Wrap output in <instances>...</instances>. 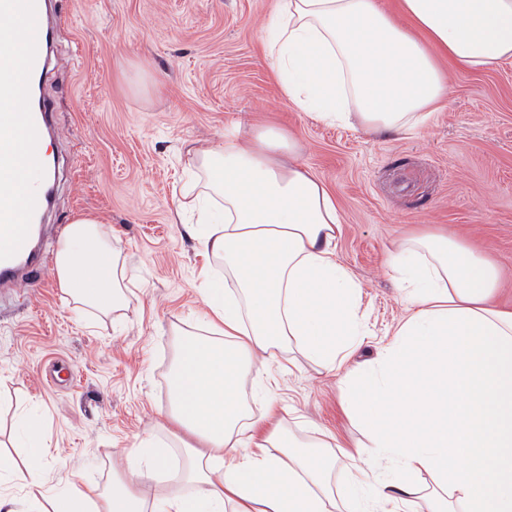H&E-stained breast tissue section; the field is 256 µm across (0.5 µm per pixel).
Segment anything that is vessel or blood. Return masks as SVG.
<instances>
[{
	"instance_id": "1",
	"label": "vessel or blood",
	"mask_w": 512,
	"mask_h": 512,
	"mask_svg": "<svg viewBox=\"0 0 512 512\" xmlns=\"http://www.w3.org/2000/svg\"><path fill=\"white\" fill-rule=\"evenodd\" d=\"M49 0H0V288H34L51 265L35 233L51 204L55 170L50 104L36 89L50 64ZM42 179L29 187L32 170Z\"/></svg>"
}]
</instances>
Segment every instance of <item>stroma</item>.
Listing matches in <instances>:
<instances>
[{
    "mask_svg": "<svg viewBox=\"0 0 512 512\" xmlns=\"http://www.w3.org/2000/svg\"><path fill=\"white\" fill-rule=\"evenodd\" d=\"M275 0H57L56 40L43 94L59 135L54 227L91 217L112 233L135 279L122 320L67 303L55 275L37 288L0 290V450L24 460L18 408L41 422L43 490L106 484L132 468L141 440L165 436L168 377L178 332L206 312L203 253L176 215L188 152L220 142L237 122L294 135L298 160L328 186L342 218L336 259L361 284L365 335L349 366L376 362L406 315L388 266L395 241L446 230L499 270L494 302L512 309V58L448 72L444 108L411 136L327 125L282 97L263 41ZM272 407L298 436L334 437V493L362 432L335 372L298 349L268 368Z\"/></svg>",
    "mask_w": 512,
    "mask_h": 512,
    "instance_id": "1",
    "label": "stroma"
}]
</instances>
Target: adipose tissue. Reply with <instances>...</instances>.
Returning a JSON list of instances; mask_svg holds the SVG:
<instances>
[{
    "mask_svg": "<svg viewBox=\"0 0 512 512\" xmlns=\"http://www.w3.org/2000/svg\"><path fill=\"white\" fill-rule=\"evenodd\" d=\"M400 8L409 26L377 0H276L265 56L282 95L327 123L411 134L448 98L437 55L468 69L512 58V0ZM298 149L288 131L260 124L192 151L178 207L202 214L196 237L223 261L224 283L204 291L205 336L178 341L168 419L182 436L141 441L145 471L113 470L102 488L66 483L49 495L50 512H337L324 440L264 430L242 397L252 364L291 346L342 371L369 457L395 464L385 478L350 472L349 512L392 500L416 512H512V310L493 302L495 266L444 231L400 239L389 265L408 315L375 363L345 370L363 336L361 285L336 260V201ZM54 274L66 300L121 318L126 258L96 219L69 224ZM17 436L26 460L0 453V486H38L39 422L21 416ZM158 473L177 490L144 496V477Z\"/></svg>",
    "mask_w": 512,
    "mask_h": 512,
    "instance_id": "1",
    "label": "adipose tissue"
}]
</instances>
